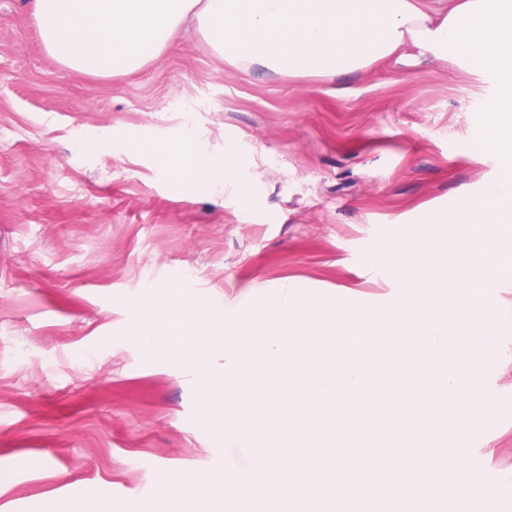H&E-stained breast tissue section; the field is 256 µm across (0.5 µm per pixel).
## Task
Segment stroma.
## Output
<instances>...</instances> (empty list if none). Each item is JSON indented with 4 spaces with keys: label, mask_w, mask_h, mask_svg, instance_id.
Wrapping results in <instances>:
<instances>
[{
    "label": "stroma",
    "mask_w": 512,
    "mask_h": 512,
    "mask_svg": "<svg viewBox=\"0 0 512 512\" xmlns=\"http://www.w3.org/2000/svg\"><path fill=\"white\" fill-rule=\"evenodd\" d=\"M492 74L390 57L329 79L222 59L193 26L131 72L97 76L44 50L32 0H0V512L147 505L161 472L251 468L201 414L193 377L133 344L135 302L177 290L244 313L260 286L380 308L404 269L390 227L482 201L501 175L474 115ZM244 163L197 193L166 171L172 136ZM491 444L494 455L483 451ZM482 499L512 512V420L482 418Z\"/></svg>",
    "instance_id": "obj_1"
}]
</instances>
